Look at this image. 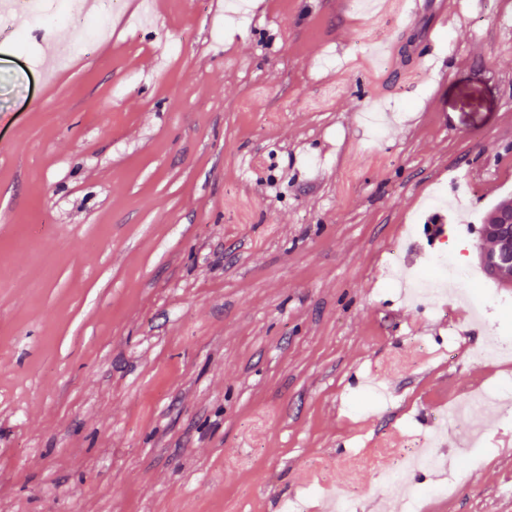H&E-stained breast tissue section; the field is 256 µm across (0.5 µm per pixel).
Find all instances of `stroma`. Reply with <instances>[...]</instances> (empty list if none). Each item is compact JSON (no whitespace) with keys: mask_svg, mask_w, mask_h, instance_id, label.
I'll return each mask as SVG.
<instances>
[{"mask_svg":"<svg viewBox=\"0 0 512 512\" xmlns=\"http://www.w3.org/2000/svg\"><path fill=\"white\" fill-rule=\"evenodd\" d=\"M432 72L359 77L426 11L358 0H165L79 32L0 21V512H321L387 435L484 379L448 333L512 337V290L419 313L378 279L404 224L480 229L512 195V0H467ZM469 203L437 209L448 175ZM386 391L361 406L366 380ZM421 512H512V404Z\"/></svg>","mask_w":512,"mask_h":512,"instance_id":"1","label":"stroma"}]
</instances>
